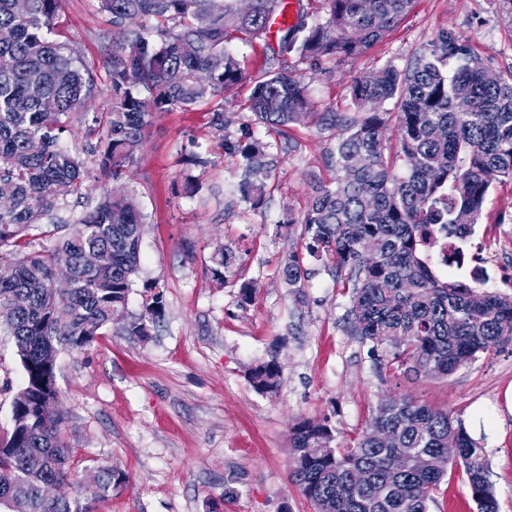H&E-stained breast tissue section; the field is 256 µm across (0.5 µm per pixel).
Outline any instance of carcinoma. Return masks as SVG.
Returning <instances> with one entry per match:
<instances>
[{"label": "carcinoma", "instance_id": "1", "mask_svg": "<svg viewBox=\"0 0 512 512\" xmlns=\"http://www.w3.org/2000/svg\"><path fill=\"white\" fill-rule=\"evenodd\" d=\"M279 0H99L112 24L124 28L129 47L112 54L111 103L92 115L101 129L100 167L118 179L134 164L152 114L216 102L224 129V93L245 79L229 48L233 40L266 38ZM328 18L287 28L280 51L319 61L362 55L405 17L414 0H324ZM62 0H0V264L13 277L0 280V333L9 336L25 373L12 401V433L0 442V512H93L70 471L71 448L57 409L56 365L64 353L82 352L104 328L120 324L128 336H149L162 314L160 292L144 295L137 315L127 312L132 277L140 265L144 218L130 194L107 195L53 246L30 248L29 232L56 209L57 189L80 194L83 162L60 146L72 115L96 88L94 71L79 64L67 44L53 38ZM180 27L174 31L169 23ZM352 99L373 115L359 123L336 116L335 185L317 191L301 237L309 255L336 259V272L352 289L351 327L389 363L406 373L448 376L480 355L512 343V297L481 288V280L443 279L427 251L435 228L448 226V258L463 268L472 230L494 181L512 179V73L491 81L470 41L445 30L428 52L404 70L383 67L357 76ZM397 99L395 153H384L377 106ZM248 108L260 125L286 126L312 114L303 84L268 71L255 82ZM43 149L34 152V141ZM255 203L265 195L263 150L241 147ZM212 274L224 281L232 254L212 256ZM67 265L70 288H52ZM288 287L302 288L303 263L290 256ZM253 387L278 389L275 361L249 375ZM377 430L393 442L377 443ZM325 420L303 418L291 428L289 477L315 512H428L431 492L462 467L480 512H497L488 460L464 423L413 400L382 403L353 444L334 445ZM363 471L367 481L353 475ZM128 480L98 466L87 482L106 494ZM54 483L55 496L42 488Z\"/></svg>", "mask_w": 512, "mask_h": 512}]
</instances>
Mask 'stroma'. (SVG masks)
<instances>
[{"label":"stroma","mask_w":512,"mask_h":512,"mask_svg":"<svg viewBox=\"0 0 512 512\" xmlns=\"http://www.w3.org/2000/svg\"><path fill=\"white\" fill-rule=\"evenodd\" d=\"M448 28L470 37L494 72L512 70V22L500 0H415L382 42L340 62L309 65L265 41L233 42L246 80L224 95L223 128H216L218 108L210 102L154 113L121 179L100 170L88 151L96 137L72 118L61 143L81 151L87 188L43 220L36 246L53 244L58 225L82 217L104 194L128 192L144 216L128 311L140 313L146 286L164 298L147 338L124 335L114 324L84 352L57 361L58 409L75 479L98 465L129 478L127 486L94 495V512H314L288 479L293 424L328 419L345 446L366 430L381 401L402 398L462 419L489 461L499 512H512V345L448 376H407L389 367L384 348L353 333L351 291L332 258L305 257L302 292L282 276L301 247L299 222L317 189L336 181L331 113L366 116L352 103L353 78L385 65L404 68ZM58 30L97 75L88 111H105L112 53L126 43L122 28L98 0H63ZM269 69L305 84L314 117L285 127L255 124L245 102L254 79ZM253 141L261 142L270 170L258 207L243 190L246 163L238 151ZM290 217L296 224L289 229ZM477 229L493 251L485 290L512 296V280L499 273L512 266V180L491 186ZM220 247L234 255L221 282L211 272ZM245 282L253 287L248 302L239 295ZM272 360L280 386L259 392L249 373ZM24 379L12 343L0 336V440L11 433L12 399ZM429 512H478L462 469L449 466Z\"/></svg>","instance_id":"obj_1"}]
</instances>
